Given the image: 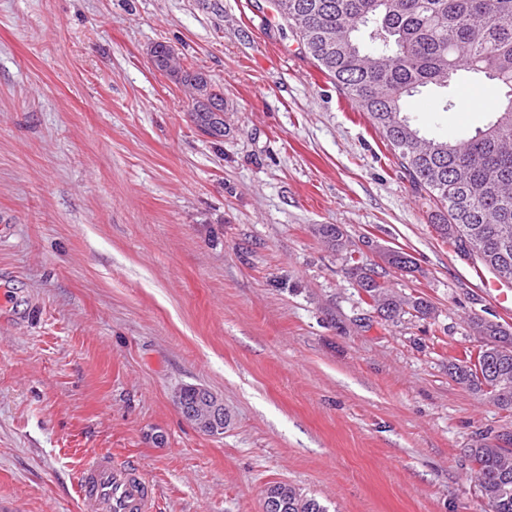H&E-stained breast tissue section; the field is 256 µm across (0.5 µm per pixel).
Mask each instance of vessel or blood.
<instances>
[{
	"mask_svg": "<svg viewBox=\"0 0 512 512\" xmlns=\"http://www.w3.org/2000/svg\"><path fill=\"white\" fill-rule=\"evenodd\" d=\"M77 489L82 512H155V488L146 471L108 453L81 463Z\"/></svg>",
	"mask_w": 512,
	"mask_h": 512,
	"instance_id": "b4317fda",
	"label": "vessel or blood"
}]
</instances>
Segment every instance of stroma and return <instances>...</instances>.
Listing matches in <instances>:
<instances>
[{
    "label": "stroma",
    "mask_w": 512,
    "mask_h": 512,
    "mask_svg": "<svg viewBox=\"0 0 512 512\" xmlns=\"http://www.w3.org/2000/svg\"><path fill=\"white\" fill-rule=\"evenodd\" d=\"M160 42L223 90L220 131ZM454 91L481 109L424 88L404 110L472 135L500 95ZM440 211L271 0H0V506L79 512L77 468L109 452L149 471L156 512H262L277 482L329 512H490L469 451L512 412L449 366L480 346L470 319L512 309ZM350 254L432 314L381 319ZM197 384L223 434L177 408Z\"/></svg>",
    "instance_id": "35a3bbf8"
}]
</instances>
